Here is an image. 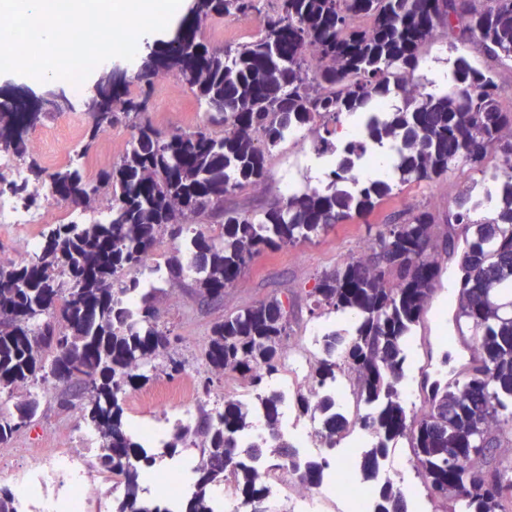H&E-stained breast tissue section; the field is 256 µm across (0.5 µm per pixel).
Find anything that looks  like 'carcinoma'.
I'll use <instances>...</instances> for the list:
<instances>
[{"mask_svg":"<svg viewBox=\"0 0 512 512\" xmlns=\"http://www.w3.org/2000/svg\"><path fill=\"white\" fill-rule=\"evenodd\" d=\"M195 0L192 21L161 49L148 54L134 80L141 99H124L127 84L112 90L118 112H99L82 154L106 128L130 116L133 139L120 161L91 178L75 163L34 171L38 185L75 209L87 211L102 189L111 195L105 217L89 224H56L29 260L0 262V394L52 380L70 388L60 408L75 407L83 389L90 405L83 422L99 435L96 466L119 477L122 495L112 512H170L146 496L153 459L144 441L124 421L123 395L149 380L138 370L162 358L174 372L183 362L166 355L169 333L158 324L154 296L126 273L143 266L162 236L176 241L167 262L171 279L185 274V255L194 262L191 290L203 299L224 297L246 269V261L267 250L306 242L357 215H369L390 197V178L360 183L350 176L368 147L395 145L393 171L404 182L437 179L455 164L485 169L489 154L512 168V110L500 105L503 89L489 71L459 56L455 88L436 96L416 89L414 74L422 49L442 31L459 40L479 37L492 58L512 62V0ZM258 18L255 41L210 47L197 38L198 25L213 16ZM170 73L210 112L208 124L193 130L162 131L143 117L154 81ZM396 90L403 106L379 111ZM360 113L364 138L336 150V127L344 113ZM46 116L0 102V148L28 153L27 132ZM213 126L224 128L218 136ZM321 128L319 155H336L324 189L288 194L260 214L224 208V197L263 185L272 151L290 128ZM26 194L30 181L0 176V194ZM498 197L493 218H480L484 202L466 189L448 223L463 225L465 250L456 321L474 336L477 365L446 386L432 387L420 417L408 421L400 389L407 372L406 343L436 288L441 267L428 231L436 224L428 210L377 231L373 256L349 258L324 273L310 292L318 307L343 317L346 328L325 336L326 357L315 378H336V358L354 371L358 399L370 408L363 425L375 435L357 468L374 486L376 512H409L405 494L377 481L380 460L405 438L415 467L432 496L460 502L466 512H507L512 503V466L490 453L487 432L501 429L500 414H512V182L490 185ZM202 221L220 224L214 237L197 231ZM275 300L240 310L215 323L204 352L206 366L237 373L260 388L256 397L268 429L261 443L243 448L239 438L253 426L249 409L229 400L214 416L202 412L188 426L176 425L165 448L171 456L198 448L193 491L182 512H215V490L224 470L237 475L243 500L269 497L254 462L292 456L279 432L280 394L263 386L282 363L287 323ZM332 397L317 408L321 436L329 447L347 427ZM39 409L35 397L0 412V442L28 427ZM310 484L323 478V464H304Z\"/></svg>","mask_w":512,"mask_h":512,"instance_id":"obj_1","label":"carcinoma"}]
</instances>
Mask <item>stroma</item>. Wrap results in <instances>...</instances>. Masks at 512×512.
<instances>
[{"label":"stroma","instance_id":"35a3bbf8","mask_svg":"<svg viewBox=\"0 0 512 512\" xmlns=\"http://www.w3.org/2000/svg\"><path fill=\"white\" fill-rule=\"evenodd\" d=\"M466 57L473 66L491 71L496 82L503 88L500 99L504 109H512V63L500 62L488 57L478 39L472 38L450 48L448 37H438L423 49L421 62L447 67L455 55ZM71 92L65 80L53 82L28 81L20 77H0V101L12 99L24 101L30 109H37L41 97L49 90ZM148 119L162 130L194 129L206 123L208 114L194 94L174 78L155 84L149 104ZM93 125L91 113L83 104L52 113L35 129L28 133L29 140L43 137L47 140L45 151L33 150L18 158L21 167L30 164L47 166V152H57V165H65L73 158L72 145H83ZM312 151L309 146L284 142L267 162L268 178L263 189L246 187L233 192L224 200L225 205L253 213H261L277 199L287 197L285 183L288 179V164L301 163V182L324 184L327 173L315 172L311 166ZM479 177L478 171L455 166L447 175L433 181H424L402 188L399 194L388 200L368 217H353L337 224L313 241L277 250H268L254 259L233 287L225 289L220 302L200 303L182 284L165 280L163 292L155 305L159 321L168 326L170 354L181 360L186 370L194 374L197 388L196 410H210L214 400L222 398L224 390L239 383L235 374L211 373L203 362V353L210 329L214 323L231 314L262 301L278 298L288 303V324L292 337H299L313 324L326 319L325 310L314 306L309 293L318 277L336 268L352 256L360 245L368 243L378 227L393 223L404 212L427 209L437 218L436 229L447 233L446 217L454 212L459 193ZM441 283L426 312L422 316L414 341L413 372L416 377L447 374L455 361V353L448 347V338L454 329L453 314L456 310L452 298L453 258H444ZM150 379L137 389L127 391L124 399L125 416L136 421L151 414L152 407L146 395L155 393L159 387L174 385L181 381V374L166 369L164 362H157L149 373ZM64 385H56L52 394L41 398L37 417L24 430L7 442L0 444V462L20 467L29 449L55 448L60 446L67 433L74 431L80 423L79 409L61 410L57 399L63 395Z\"/></svg>","mask_w":512,"mask_h":512}]
</instances>
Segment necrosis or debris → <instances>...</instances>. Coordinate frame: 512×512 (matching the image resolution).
<instances>
[{
  "label": "necrosis or debris",
  "instance_id": "1",
  "mask_svg": "<svg viewBox=\"0 0 512 512\" xmlns=\"http://www.w3.org/2000/svg\"><path fill=\"white\" fill-rule=\"evenodd\" d=\"M321 336V327H311L285 349L286 372L276 385L288 412L284 434L294 446L295 457L283 460L279 467L263 468V481L272 492L274 512H370L373 494L356 473V459L359 449L367 447L373 434L361 425L360 409L346 368H338L335 383L316 382L314 368ZM328 393L349 410L352 426L340 438L344 449L325 481L309 485L302 480L294 462L322 452L319 419L312 414H299L296 403L302 399L314 405ZM194 399L192 379H185L179 387L165 388L162 403L148 419L139 422L140 434L152 447L162 448L168 425L192 420ZM90 438V429H79L71 447L45 448L33 453L23 475L14 481L18 512H91L92 504L101 502V483L88 465ZM194 465L189 457H157L151 491L174 510L191 490Z\"/></svg>",
  "mask_w": 512,
  "mask_h": 512
}]
</instances>
